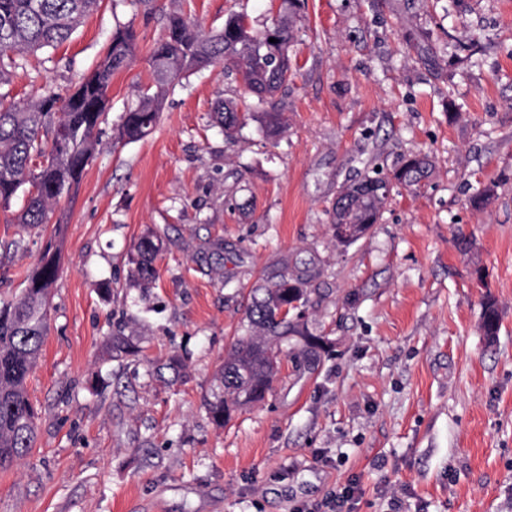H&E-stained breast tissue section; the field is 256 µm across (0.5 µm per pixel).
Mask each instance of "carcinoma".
I'll use <instances>...</instances> for the list:
<instances>
[{
  "instance_id": "cac0c4a2",
  "label": "carcinoma",
  "mask_w": 512,
  "mask_h": 512,
  "mask_svg": "<svg viewBox=\"0 0 512 512\" xmlns=\"http://www.w3.org/2000/svg\"><path fill=\"white\" fill-rule=\"evenodd\" d=\"M99 4L100 0H0V84L9 80V68L15 65L9 54L34 53L65 42ZM302 4L303 0H282L278 16L260 32L251 30L240 15L229 16L213 33L198 29L180 14H169L164 35L149 53L155 92L140 95L121 116L117 138L134 142L148 136L159 121L163 97L175 82L187 72L221 61L234 67L257 104H263L292 76V16ZM271 38L277 42H269ZM136 48L133 29L119 28L94 71L68 92L48 86L23 105L0 96V205L23 194L16 223L32 228L48 223L52 207L80 181L99 145L97 128L110 102L112 75L133 62ZM215 115L229 137L249 117L226 102L218 104ZM262 125L265 135L276 136L285 120L279 112H264ZM431 172L428 156L410 154L390 178L367 173L342 186L332 208V224L348 225L352 241L359 240L379 223L394 188L418 187ZM161 249V237L153 231L144 232L133 246L130 261L146 287L155 277L154 261ZM58 275L57 256L47 249L19 294L0 302V469L34 448L38 411L25 384L48 335L51 291ZM314 277L308 270L296 271L248 292V329L233 341L218 385L205 398L206 412L216 425H223L233 410L264 400L280 371L281 342L295 335L303 339V347L293 355L296 362L315 360L325 348V337L304 333L296 322L279 317L284 308L297 312L296 301L303 308L309 304L308 284ZM499 321L495 302L485 297L484 335H497ZM105 350L112 360L135 361L142 355L140 344L121 334L108 337Z\"/></svg>"
}]
</instances>
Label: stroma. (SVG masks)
<instances>
[{"mask_svg": "<svg viewBox=\"0 0 512 512\" xmlns=\"http://www.w3.org/2000/svg\"><path fill=\"white\" fill-rule=\"evenodd\" d=\"M280 4L102 0L67 42L17 55L0 94L22 103L90 74L116 28L138 35L70 198L35 229L11 221L21 199L0 209V241L23 242L0 260V301L46 244L60 253L27 381L37 441L0 469V512H290L352 480L353 512H512V0H307L287 87L260 104L218 64L168 91L149 136L116 140L152 83L167 13L207 32L242 14L259 31ZM222 100L250 115L237 138L212 119ZM257 106L284 114L281 136L266 138ZM414 152L431 157L430 179L337 244L341 186ZM148 228L164 250L146 287L128 255ZM217 239L212 270L199 256ZM304 267L317 273L304 321L328 339L319 360L282 357L264 401L215 426L203 399L246 329L245 290ZM114 332L144 360H106ZM177 353L176 380L164 365Z\"/></svg>", "mask_w": 512, "mask_h": 512, "instance_id": "35a3bbf8", "label": "stroma"}]
</instances>
